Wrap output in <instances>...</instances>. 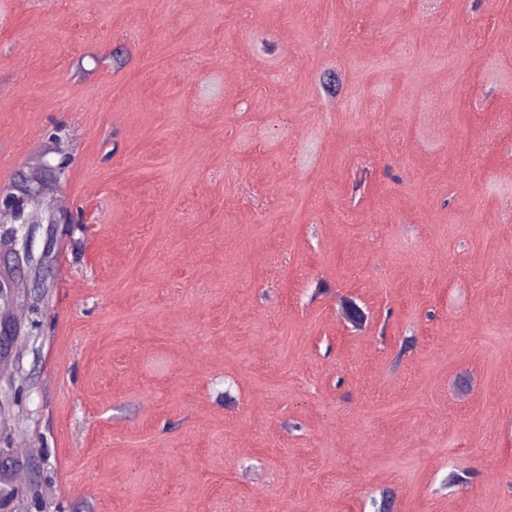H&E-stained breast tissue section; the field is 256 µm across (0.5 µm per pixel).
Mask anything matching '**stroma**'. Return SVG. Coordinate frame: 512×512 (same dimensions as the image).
Masks as SVG:
<instances>
[{
	"label": "stroma",
	"instance_id": "stroma-1",
	"mask_svg": "<svg viewBox=\"0 0 512 512\" xmlns=\"http://www.w3.org/2000/svg\"><path fill=\"white\" fill-rule=\"evenodd\" d=\"M58 127L47 500L512 512V0H0V187ZM336 304L344 323L351 331H364L371 324V316L355 299L348 295H337Z\"/></svg>",
	"mask_w": 512,
	"mask_h": 512
}]
</instances>
